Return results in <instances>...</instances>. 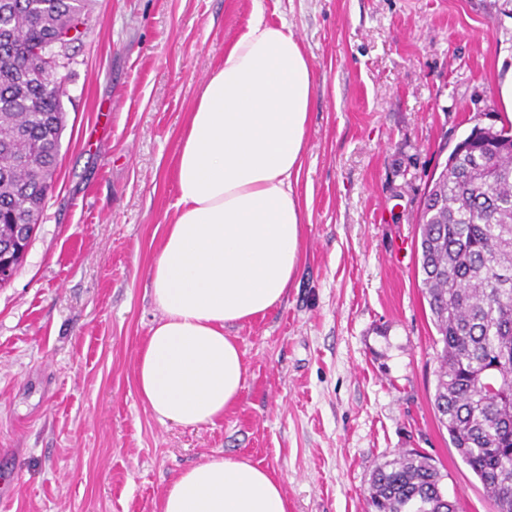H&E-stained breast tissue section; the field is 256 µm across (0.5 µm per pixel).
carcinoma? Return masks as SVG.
I'll return each instance as SVG.
<instances>
[{"instance_id": "obj_1", "label": "carcinoma", "mask_w": 512, "mask_h": 512, "mask_svg": "<svg viewBox=\"0 0 512 512\" xmlns=\"http://www.w3.org/2000/svg\"><path fill=\"white\" fill-rule=\"evenodd\" d=\"M87 0H0V243L37 227L65 126L61 81L32 51L84 20ZM417 240L436 331L435 413L494 512H512V128L475 127L432 179ZM432 459L378 463L367 512H459Z\"/></svg>"}]
</instances>
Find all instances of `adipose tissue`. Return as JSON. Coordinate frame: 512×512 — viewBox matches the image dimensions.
<instances>
[{"label": "adipose tissue", "instance_id": "adipose-tissue-1", "mask_svg": "<svg viewBox=\"0 0 512 512\" xmlns=\"http://www.w3.org/2000/svg\"><path fill=\"white\" fill-rule=\"evenodd\" d=\"M253 3L188 116L175 219L149 270L160 317L136 384L164 424L213 425L239 400L246 367L227 331L279 305L301 260L295 186L315 75L287 25ZM159 512H288V499L268 469L215 453L167 485Z\"/></svg>", "mask_w": 512, "mask_h": 512}]
</instances>
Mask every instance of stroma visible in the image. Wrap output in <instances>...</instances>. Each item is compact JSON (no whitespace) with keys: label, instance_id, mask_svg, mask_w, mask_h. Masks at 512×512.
I'll return each instance as SVG.
<instances>
[{"label":"stroma","instance_id":"1","mask_svg":"<svg viewBox=\"0 0 512 512\" xmlns=\"http://www.w3.org/2000/svg\"><path fill=\"white\" fill-rule=\"evenodd\" d=\"M316 75L296 190L301 263L233 329L246 378L213 426L162 424L136 358L149 269L177 197L187 112L251 0H89L59 73L60 171L0 288V512H158L214 453L271 470L288 512H365L370 474L415 450L460 512H493L434 409L435 329L417 266L431 176L473 127L512 124V0H263Z\"/></svg>","mask_w":512,"mask_h":512}]
</instances>
